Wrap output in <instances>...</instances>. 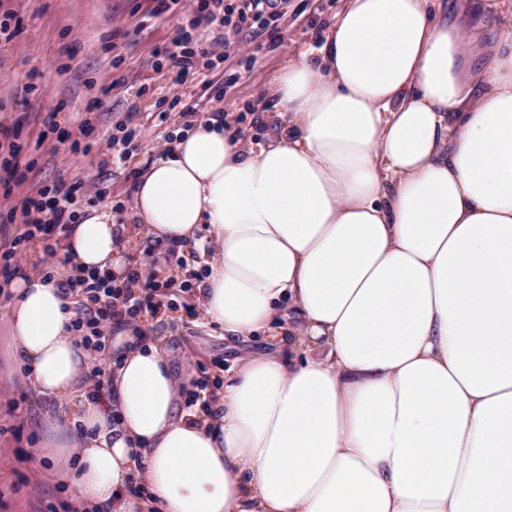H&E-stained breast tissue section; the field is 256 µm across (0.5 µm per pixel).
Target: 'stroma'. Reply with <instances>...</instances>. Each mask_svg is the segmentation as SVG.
Here are the masks:
<instances>
[{"instance_id":"obj_1","label":"stroma","mask_w":512,"mask_h":512,"mask_svg":"<svg viewBox=\"0 0 512 512\" xmlns=\"http://www.w3.org/2000/svg\"><path fill=\"white\" fill-rule=\"evenodd\" d=\"M345 0H288L275 30L227 31V59L201 58L187 82L157 49L170 46L181 30L201 39L222 28L220 20L196 18L200 0H180L155 18L152 0H0V128L18 127V162L27 168L18 185L0 182V217L39 189L81 183L75 208L81 212L112 204L114 221L129 242L131 269L167 283L170 309L150 328L177 379L194 392L201 413L222 383L225 370L247 350H262V338L229 341L207 324L202 272L216 253L206 230L193 243L175 246L133 233L138 174L160 157L171 132L185 125L182 113L197 117L233 113L249 132L248 145L272 140L276 121L258 110L264 84L295 49L320 44ZM135 130L126 159L113 153L119 129ZM92 146L79 157L59 140L61 130ZM9 294H0V512H46L49 505L79 499L69 460L54 457L45 468L39 448L50 432L46 420L56 408L40 396L28 368L12 354L8 334Z\"/></svg>"}]
</instances>
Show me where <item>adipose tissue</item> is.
<instances>
[{
	"instance_id": "adipose-tissue-1",
	"label": "adipose tissue",
	"mask_w": 512,
	"mask_h": 512,
	"mask_svg": "<svg viewBox=\"0 0 512 512\" xmlns=\"http://www.w3.org/2000/svg\"><path fill=\"white\" fill-rule=\"evenodd\" d=\"M485 0H347L264 95L276 143L205 118L137 183L138 232L207 225L208 323L278 347L236 359L205 418L166 353L112 337V405L74 403L87 348L53 281L23 272L14 349L99 512H512V35ZM110 208L64 243L126 278ZM81 426V447L69 430ZM146 495L116 502L129 476Z\"/></svg>"
}]
</instances>
